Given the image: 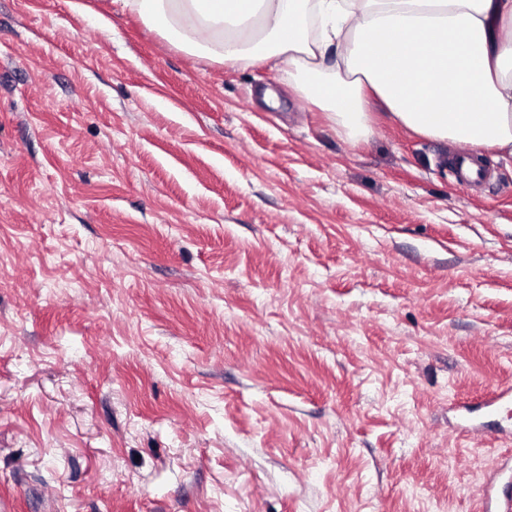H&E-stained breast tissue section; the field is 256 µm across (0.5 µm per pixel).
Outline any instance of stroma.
<instances>
[{
    "label": "stroma",
    "instance_id": "stroma-1",
    "mask_svg": "<svg viewBox=\"0 0 512 512\" xmlns=\"http://www.w3.org/2000/svg\"><path fill=\"white\" fill-rule=\"evenodd\" d=\"M369 109L0 0V512L512 497V160Z\"/></svg>",
    "mask_w": 512,
    "mask_h": 512
}]
</instances>
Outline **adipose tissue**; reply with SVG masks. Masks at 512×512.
I'll return each instance as SVG.
<instances>
[{
  "label": "adipose tissue",
  "instance_id": "adipose-tissue-1",
  "mask_svg": "<svg viewBox=\"0 0 512 512\" xmlns=\"http://www.w3.org/2000/svg\"><path fill=\"white\" fill-rule=\"evenodd\" d=\"M174 45L288 73L352 141L378 98L415 135L512 158V0H122Z\"/></svg>",
  "mask_w": 512,
  "mask_h": 512
}]
</instances>
